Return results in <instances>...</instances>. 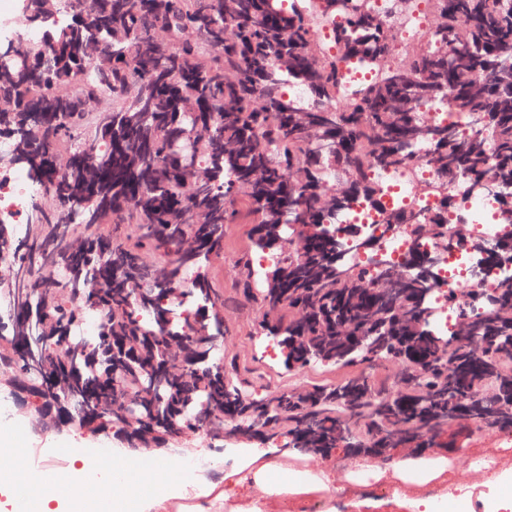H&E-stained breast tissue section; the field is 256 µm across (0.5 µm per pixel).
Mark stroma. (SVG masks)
I'll return each instance as SVG.
<instances>
[{
	"label": "stroma",
	"instance_id": "stroma-1",
	"mask_svg": "<svg viewBox=\"0 0 512 512\" xmlns=\"http://www.w3.org/2000/svg\"><path fill=\"white\" fill-rule=\"evenodd\" d=\"M249 231V224L242 221L225 225L223 251L210 257L203 265L209 279L224 293V359L235 361L240 370L253 372L254 378L248 391L256 396L315 383L336 382L347 375V368H288L281 347L273 337L263 335L256 306L246 302L239 293L240 286L249 280L247 269L239 263L242 254L251 248ZM0 404L12 410L6 420L7 425L22 432L17 446L25 461V472L40 474L50 464L64 472L74 468L75 463L66 443L81 434L78 427L61 428L51 419L47 420L45 428L35 427L31 416L35 399L30 395L19 398L9 390L0 389ZM84 437L88 451L93 453L105 447L118 448L125 453L130 450L124 432L115 426ZM419 445L423 448H462L466 451L465 456L456 462V473L448 489L450 498L447 512H461L465 505L469 506L471 512H490L494 497L502 493L512 495V484L494 488L484 486V472L472 468L475 457L493 449L498 450L503 460L512 464V445L498 448L495 430L468 421H455L442 425L435 435L420 440ZM291 446L287 428H263L249 435L230 423L225 424L223 434L217 437L198 431L166 440L164 444L156 446V453L180 461L196 457L202 465L189 478L191 493L181 499L156 501L150 512H215L208 491L223 485L221 469L235 464L237 449L276 448L285 451Z\"/></svg>",
	"mask_w": 512,
	"mask_h": 512
}]
</instances>
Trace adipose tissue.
I'll return each mask as SVG.
<instances>
[{
	"label": "adipose tissue",
	"mask_w": 512,
	"mask_h": 512,
	"mask_svg": "<svg viewBox=\"0 0 512 512\" xmlns=\"http://www.w3.org/2000/svg\"><path fill=\"white\" fill-rule=\"evenodd\" d=\"M69 446L83 479L77 484L62 482L58 497L94 500L98 480L108 472L112 475L108 488L112 512H123L126 499L132 496L141 503L150 500L162 486L174 481L180 468L179 461L157 456L154 480L146 484L128 470L126 455L113 453L107 466L102 456L85 452L80 441H70ZM460 454L457 448H438L410 453L384 466L371 457L358 460L357 465L407 512H443L453 475L451 463ZM51 480L48 474L29 475L12 466L0 468V486L34 500L41 512L49 508L43 489ZM343 483L335 470L314 466L311 457L298 449L275 456L267 448H248L237 464L225 470L224 488L216 500L225 512H289L290 507L307 502L325 506L343 491Z\"/></svg>",
	"instance_id": "adipose-tissue-1"
}]
</instances>
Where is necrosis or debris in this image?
Returning a JSON list of instances; mask_svg holds the SVG:
<instances>
[{
  "label": "necrosis or debris",
  "mask_w": 512,
  "mask_h": 512,
  "mask_svg": "<svg viewBox=\"0 0 512 512\" xmlns=\"http://www.w3.org/2000/svg\"><path fill=\"white\" fill-rule=\"evenodd\" d=\"M429 145L410 149L409 160L394 168L373 171L372 177L383 194L378 206L355 203L335 216L331 228L343 239L346 257L354 270L378 271L384 264H403L415 253L440 255L438 276L431 295L435 310L433 329L436 335H455L458 325L456 307L473 303L491 293L500 278L512 276V254L498 255L492 269H485L483 257L473 251V243L494 248L512 237V224L498 220L499 198L493 193H476L466 181L450 187L441 186L436 170L428 163ZM44 194L42 186L32 183L21 171L0 167V224L22 223L25 214ZM448 207L447 241L431 236L417 237L412 224H386V211L404 209L425 216L440 205ZM357 225L359 233L350 236L348 228ZM372 240L369 249H360L361 240Z\"/></svg>",
  "instance_id": "4bbe7bcc"
}]
</instances>
